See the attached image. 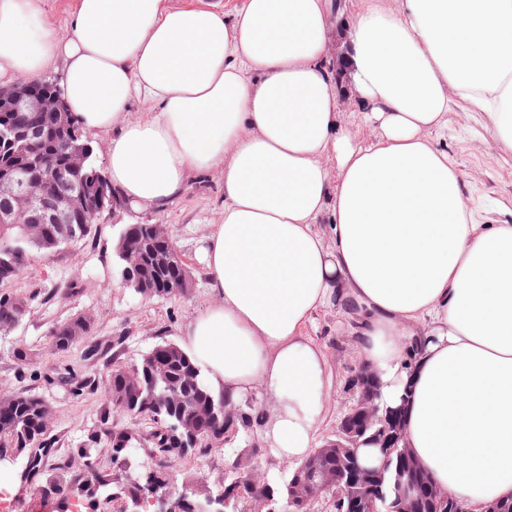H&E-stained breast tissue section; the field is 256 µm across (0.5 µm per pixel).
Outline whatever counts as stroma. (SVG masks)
<instances>
[{"instance_id":"stroma-1","label":"stroma","mask_w":512,"mask_h":512,"mask_svg":"<svg viewBox=\"0 0 512 512\" xmlns=\"http://www.w3.org/2000/svg\"><path fill=\"white\" fill-rule=\"evenodd\" d=\"M437 143L460 170L466 204L480 222L512 224V148L497 138L484 115L454 109ZM223 210L222 173L194 175L166 209L134 211L117 203L104 209L88 237L51 252L31 251L24 268L7 285L27 301L28 311L14 328L0 332V392L36 396L50 406L46 437L51 463L69 465L83 478L91 472L107 477L98 499L111 496L127 475L150 463L148 436L155 427L150 417L131 418L113 410L105 392L110 369L117 362L136 363L162 342L179 343L194 313L211 302L199 248ZM141 223L171 226L194 279L188 295L146 297L124 284V263L116 244L128 225ZM81 313L92 319L89 335L68 350H52L55 327ZM308 332L324 345L333 372L325 394V420L316 435L321 442L334 436L350 404L343 385L354 359L350 348L339 350L332 344L333 338L345 334V318L337 308L319 312ZM89 343L102 348L97 360L83 357ZM109 425L137 435L123 461L112 458L105 434ZM92 439L97 453L90 471L76 451ZM243 448L238 441L204 456H188L179 461L177 471L190 478L223 475L225 454L237 455Z\"/></svg>"}]
</instances>
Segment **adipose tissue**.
Masks as SVG:
<instances>
[{"label": "adipose tissue", "mask_w": 512, "mask_h": 512, "mask_svg": "<svg viewBox=\"0 0 512 512\" xmlns=\"http://www.w3.org/2000/svg\"><path fill=\"white\" fill-rule=\"evenodd\" d=\"M43 4L0 0V82L60 68L125 203L161 209L222 171L200 248L213 300L181 349L211 388L277 402L272 453L316 446L332 372L306 327L337 306L428 475L469 512L512 499V224L475 222L433 139L462 102L512 147V0H357L340 76L331 0H241L229 18L220 0H73L65 39ZM350 101L368 142L340 124ZM137 102L154 109L131 118Z\"/></svg>", "instance_id": "ef3b65f1"}]
</instances>
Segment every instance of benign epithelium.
I'll list each match as a JSON object with an SVG mask.
<instances>
[{
	"mask_svg": "<svg viewBox=\"0 0 512 512\" xmlns=\"http://www.w3.org/2000/svg\"><path fill=\"white\" fill-rule=\"evenodd\" d=\"M7 107L16 115L53 112L66 126V111L60 90L42 91L35 81H15L0 84V108ZM31 133L22 119L12 125L0 126V142H13ZM92 149L77 145L71 150V167L80 172L91 157ZM0 191L11 199V208L0 214V224H17L21 217L30 222V231L37 236L51 233L50 225L62 219H78L91 224L97 206L81 191L47 199L42 184L20 177L0 166ZM153 237L162 251L163 260L184 266V260L168 224L152 225ZM117 247L125 262L124 275L135 277L141 272L144 254L131 245L129 231H124ZM0 319L19 323V303L13 298L0 299ZM350 377L357 385L348 390L352 404L336 426L335 438L327 439L306 458L288 483L290 512H311V506L321 498L341 503L342 512H468L466 506L452 499L421 468L411 450L402 446L405 427L400 409L381 412L378 382L373 371L354 366ZM143 389V379L136 370L126 371L112 387V396L124 401L126 395ZM216 416L215 405L206 403L193 409L191 416L180 419L176 428L182 436L197 437L199 427ZM363 445L376 447L380 464L367 466L359 459ZM245 512H274L266 496L246 497Z\"/></svg>",
	"mask_w": 512,
	"mask_h": 512,
	"instance_id": "benign-epithelium-1",
	"label": "benign epithelium"
}]
</instances>
